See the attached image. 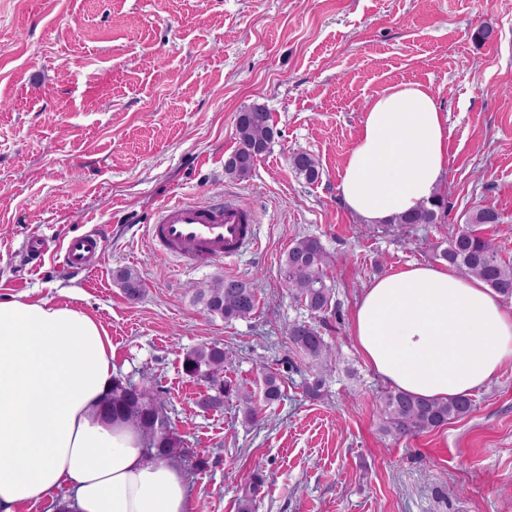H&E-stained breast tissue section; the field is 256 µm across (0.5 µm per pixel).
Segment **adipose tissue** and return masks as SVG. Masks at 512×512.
Listing matches in <instances>:
<instances>
[{
  "instance_id": "ef3b65f1",
  "label": "adipose tissue",
  "mask_w": 512,
  "mask_h": 512,
  "mask_svg": "<svg viewBox=\"0 0 512 512\" xmlns=\"http://www.w3.org/2000/svg\"><path fill=\"white\" fill-rule=\"evenodd\" d=\"M448 128L429 88L402 82L373 97L340 174L343 205L382 225L415 211L446 176ZM359 351L391 386L445 399L512 362V309L454 267L410 264L372 282L356 305ZM112 344L66 304L0 300V512L49 500V512H189L172 460L107 422Z\"/></svg>"
}]
</instances>
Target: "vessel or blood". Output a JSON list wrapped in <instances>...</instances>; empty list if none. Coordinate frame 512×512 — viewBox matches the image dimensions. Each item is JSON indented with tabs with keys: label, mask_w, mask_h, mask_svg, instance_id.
Masks as SVG:
<instances>
[{
	"label": "vessel or blood",
	"mask_w": 512,
	"mask_h": 512,
	"mask_svg": "<svg viewBox=\"0 0 512 512\" xmlns=\"http://www.w3.org/2000/svg\"><path fill=\"white\" fill-rule=\"evenodd\" d=\"M255 213L238 200L200 202L179 197L160 205L145 235L156 252L176 258L180 265L221 262L258 245ZM98 230L60 241L56 252L72 272L93 269L102 251Z\"/></svg>",
	"instance_id": "obj_1"
}]
</instances>
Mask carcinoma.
I'll return each instance as SVG.
<instances>
[{
    "label": "carcinoma",
    "instance_id": "1",
    "mask_svg": "<svg viewBox=\"0 0 512 512\" xmlns=\"http://www.w3.org/2000/svg\"><path fill=\"white\" fill-rule=\"evenodd\" d=\"M236 136L238 147L224 164L225 174L242 180L251 175L255 161L264 154L278 131L271 124L266 107L248 106L237 113ZM291 166L296 174L308 183L319 180L321 173L315 158L307 152L292 154ZM448 215L446 195L437 193L428 204L416 212L395 218L402 228L417 224H440ZM501 214L490 207H478L471 211L464 225L448 240V245L434 251V259L442 260L465 277L480 279L494 293L512 297V263L504 261L499 249L491 240L481 235V226L502 224ZM331 262L321 242L315 237H302L288 248L283 263V276L289 291L314 313H326L333 309L335 285L328 274ZM114 279L130 302L140 300L145 292L140 275L131 268L114 271ZM194 296L203 304L208 314L226 322L251 317L257 309V285L248 275L217 279L208 288L195 290ZM291 345L314 368L305 378V391L312 397L321 395L326 384L324 373L317 365L331 361L334 351L319 330L306 322H294L288 327ZM227 353L224 343L213 341L187 350L183 354L182 369L213 391L202 408L220 409L224 400L234 397L242 409L244 418L254 421L259 416L254 396L224 378ZM264 400L269 403L280 398L279 376L268 370L263 375ZM165 405L161 391L149 382L132 384L120 377L114 378L112 388L103 403L102 413L110 422L122 421L134 427L142 436L148 452L160 459H178L185 453L184 440L172 429L165 428V420L159 416V407ZM473 409V401L466 395L448 399H428L395 387L383 392L380 399L382 431L395 438H411L432 431L444 424L466 417ZM262 478L254 470L239 500L240 512H253Z\"/></svg>",
    "mask_w": 512,
    "mask_h": 512
}]
</instances>
